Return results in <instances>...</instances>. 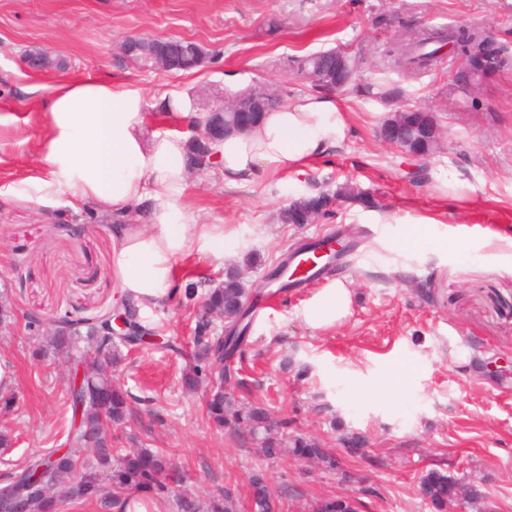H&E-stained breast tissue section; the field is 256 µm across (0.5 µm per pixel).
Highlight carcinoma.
Instances as JSON below:
<instances>
[{"label":"carcinoma","mask_w":512,"mask_h":512,"mask_svg":"<svg viewBox=\"0 0 512 512\" xmlns=\"http://www.w3.org/2000/svg\"><path fill=\"white\" fill-rule=\"evenodd\" d=\"M448 43L453 44L457 55L483 77L496 70L498 59L507 53V47L498 44L487 33L474 27L458 26L418 34L401 46H392L386 56L408 70L424 71L434 64L437 52ZM125 46L143 61L153 58L155 45L149 40L132 38L125 42ZM163 49L174 71L194 69L210 61V53L193 41L172 38L165 41ZM335 57L336 49L332 48L311 56L293 57L290 62L294 63L299 74L305 68L321 73L335 64ZM368 89L375 90L374 97L390 105L389 117L393 119L397 118V113L413 107V104L402 100L401 92L397 89L374 84L369 85ZM341 200L369 203L357 185L347 181L337 185L333 192L321 191L293 198L280 211L279 220L283 224H306L310 212L323 217ZM246 293L241 272L234 266L228 268L221 283L206 291L203 309L223 317L224 325L228 326L231 334L224 337L222 344L215 341L210 321L197 316L192 361L180 377L184 389L193 391L203 385L214 384V379L219 377L214 365L219 359L225 362L224 379L231 378V360L240 352L253 320ZM126 307L134 319L128 336H110L106 333L94 336L85 320L66 316L59 319L55 334L50 337L49 346L55 355L78 344L87 348L84 356V384L96 392H104L105 398L104 412L92 408L83 413L82 425L86 427H95L104 420L118 427L130 415L131 402L135 397L113 382L112 376L105 374L101 366L118 365L122 360L120 347L138 345L152 329L141 323L135 301L128 297L122 300V305L95 318L94 322L100 329L112 320V316L124 312ZM206 414L219 427L231 426L236 431L247 433L269 459L293 456L318 461L331 469L336 468V459L326 451L321 440L303 434H285L287 421L277 419L264 406L251 405L235 410L226 394L215 389L207 398ZM84 451L83 447H73L60 456L55 450L33 456L24 466L8 474L10 480L19 476L28 479L39 467L46 466L59 479L60 487L57 489L28 497L27 512H59L61 496L72 504L93 503L99 512H135L141 501L167 500L174 491L168 482L169 462L163 451L131 449L119 456L110 449L94 448L91 462L83 456ZM419 488L438 512H445L448 498L462 492L467 493L474 503L481 498V491L476 485L464 488L458 480L437 470L421 475ZM250 490L254 512H275L276 503L263 474L256 473L251 477ZM316 506L317 512H355L345 503L342 495L319 498ZM176 507L178 512H237L235 495L230 490L213 495L205 502L180 494L176 496Z\"/></svg>","instance_id":"cac0c4a2"}]
</instances>
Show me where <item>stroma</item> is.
<instances>
[{"label": "stroma", "mask_w": 512, "mask_h": 512, "mask_svg": "<svg viewBox=\"0 0 512 512\" xmlns=\"http://www.w3.org/2000/svg\"><path fill=\"white\" fill-rule=\"evenodd\" d=\"M378 16L395 22L375 25ZM465 24L512 49V0H0V297L13 310L0 326V361L14 397L0 412V431L12 435L0 447V483L27 458L63 445L70 426L68 376L81 356L34 358L47 337L27 329L28 316L93 317L120 298L111 216L93 221L65 198L39 204L21 193L43 138L42 97L26 87L110 74L151 97L190 87L201 113L253 85L287 87L291 99L309 93L288 58L340 47L366 64L336 96L351 118L339 148L304 174L267 175L245 188L225 187L215 171L196 173L183 195L190 210L235 235L238 255L259 256L244 274L251 290L298 246L356 231L340 271L353 292L350 314L313 330L298 317L313 284L277 295L254 317L224 387L235 404L265 405L289 431L320 438L339 469L267 459L250 437L215 429L205 390L182 391L198 307L180 289L223 280L228 260L211 255L180 258L178 291L141 311L161 340L122 351L113 378L135 400L113 446L166 451L174 487L202 499L234 487L238 512H251L256 471L283 512L359 492L363 512H433L418 483L431 469L476 484L490 512H512V257L484 244L512 231V63L466 98L456 85L459 60L447 52L420 73L383 59L404 31ZM131 37L193 41L212 59L190 72L143 70L122 53ZM35 48L64 59L65 69L26 71L22 55ZM375 82L436 109L440 147L425 163L379 138L388 109L363 91ZM347 181L371 205L340 202L301 226L279 221L290 197ZM172 337L182 354L165 347ZM352 433L367 438L365 456L341 444Z\"/></svg>", "instance_id": "1"}]
</instances>
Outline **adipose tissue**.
Here are the masks:
<instances>
[{
    "instance_id": "1",
    "label": "adipose tissue",
    "mask_w": 512,
    "mask_h": 512,
    "mask_svg": "<svg viewBox=\"0 0 512 512\" xmlns=\"http://www.w3.org/2000/svg\"><path fill=\"white\" fill-rule=\"evenodd\" d=\"M142 87L106 76L51 88L42 107L47 130L40 173L29 186L36 201L65 196L68 206L112 213V265L118 286L142 308L175 286L178 258L217 257L233 251L223 225L207 223L182 201L188 138L176 129H153ZM348 113L333 95L306 94L264 114L253 128L226 135L217 147L219 172L229 188H244L264 174L300 171L348 136ZM149 211L150 223H133ZM351 291L335 280L302 306L307 327L335 325L349 312Z\"/></svg>"
}]
</instances>
